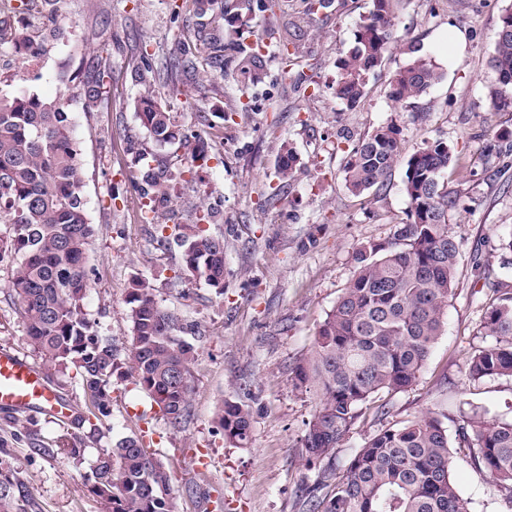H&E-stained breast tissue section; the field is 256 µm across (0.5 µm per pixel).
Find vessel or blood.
<instances>
[{
    "label": "vessel or blood",
    "mask_w": 512,
    "mask_h": 512,
    "mask_svg": "<svg viewBox=\"0 0 512 512\" xmlns=\"http://www.w3.org/2000/svg\"><path fill=\"white\" fill-rule=\"evenodd\" d=\"M0 410L38 411L62 420L75 415L73 405L57 399L31 363L6 348H0Z\"/></svg>",
    "instance_id": "obj_1"
}]
</instances>
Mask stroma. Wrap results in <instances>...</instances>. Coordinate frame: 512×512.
I'll return each instance as SVG.
<instances>
[{
  "mask_svg": "<svg viewBox=\"0 0 512 512\" xmlns=\"http://www.w3.org/2000/svg\"><path fill=\"white\" fill-rule=\"evenodd\" d=\"M287 2V11L274 18L239 9L236 24L271 40L277 26L304 8L302 0ZM9 3L0 19L16 36L43 30L52 20L63 33L42 50L38 69L26 78L13 76L14 57L0 56V88L53 96L60 90L59 71L68 72L76 89L92 62L112 61L98 111H83L76 98L67 107L85 165L82 195L93 227L87 318L124 348L130 334L125 299L133 279L142 276L152 283L156 301L191 325L186 338L195 349L187 421L172 427L134 373L120 368L112 377V415L83 464L65 452L83 429L36 412L16 420L0 416V447L11 451L24 512H101L89 490L91 467L99 449L133 435L147 436L155 456L169 465L176 512H302L300 495L314 478L301 462L314 402L295 388L291 367L308 354L317 328L352 279L359 249L391 238L405 221V160L436 141L461 159L449 176L467 205L450 218L460 242L456 281L445 331L418 381L391 397L393 417L430 410L444 415L453 431L467 400L489 417L512 419V378L473 383L464 375L469 355L492 343L477 333L490 285L512 292V253L499 248L500 238L512 232V109L493 108L489 67L498 16L512 0H402L395 18L398 44L353 106L334 94L336 61L351 47L371 0H332L301 24L303 66L284 70L270 48L247 72L233 61L220 70L207 64V31L196 24L189 0ZM458 31L464 41L455 51ZM412 44L442 78L421 98L398 104L388 97V83L409 62ZM187 46L194 69L165 71ZM145 53L157 68L148 83L136 72ZM147 94L160 97L176 116L186 141L154 144L135 110ZM390 123L401 131V162L379 192L350 194L343 167L352 147ZM201 143L210 160L172 183L173 221L193 224L202 212L213 213L205 228L224 239L219 289L185 270L177 242L160 243V226L146 220L138 188L144 163H176ZM289 150L297 162L283 186L276 164ZM477 259L483 264L478 273L472 268ZM16 268L13 260L0 261V348L37 366L41 360L10 289ZM242 399L253 408L247 448L234 447L214 424L222 402ZM454 475L472 512H504L488 475L462 459Z\"/></svg>",
  "mask_w": 512,
  "mask_h": 512,
  "instance_id": "obj_1",
  "label": "stroma"
}]
</instances>
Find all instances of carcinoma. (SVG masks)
<instances>
[{"label": "carcinoma", "instance_id": "carcinoma-1", "mask_svg": "<svg viewBox=\"0 0 512 512\" xmlns=\"http://www.w3.org/2000/svg\"><path fill=\"white\" fill-rule=\"evenodd\" d=\"M399 0H373L370 15L354 33L349 51L337 60L335 95L353 106L364 96L368 79L394 49L393 18ZM201 26H213L209 66H224L220 21L239 9L236 0H193ZM289 22L274 31L284 67L300 58L295 29ZM239 66L247 71L260 57L258 41L244 43L234 32ZM490 67L497 87L496 106L512 107V7L498 18ZM112 65H89L79 95L83 109L99 108L104 79ZM442 74L421 57H413L389 82L396 103L417 99ZM59 96L43 98L19 89L0 90V223L13 226L10 240L0 244V259H19L9 288L18 297L27 336L43 364L64 372L76 370L84 410L75 417L97 440L99 426L112 415V375L116 350L84 313L90 288L86 270L92 227L81 195L84 164L65 111L69 79ZM137 116L160 147L186 138L171 112L153 95L141 97ZM400 156L399 128L389 124L356 143L343 168L344 185L360 196L379 191ZM452 154L434 142L416 150L406 162V221L396 225L386 242L364 246L357 270L332 310L315 332L309 354L292 367L295 388L312 396L315 409L306 424L303 466L317 470L306 487L304 512H471L453 476V458L465 453L471 466L493 478L506 512H512V421L488 420L469 402L461 411L455 438L439 415L392 421L357 449L343 472H336V448L374 403V414L386 419V397L411 387L419 378L435 340L445 327L453 293L459 243L449 216L465 209L460 191L449 185ZM177 174L146 165L141 170L145 213L159 219L171 202L169 183ZM188 272L218 287L224 281V241L198 224H177ZM495 298L483 309L478 335L494 343L474 350L465 376L476 382L512 377V293L493 289ZM131 336L126 361L137 383L160 407L173 427L186 420L194 379L193 346L180 333L181 319L159 305L149 281L135 278L126 299ZM253 415L245 401H224L216 423L235 447L251 441ZM90 491L102 512H173L171 474L150 455L143 439L125 437L100 449L91 470ZM18 480L0 453V512H20Z\"/></svg>", "mask_w": 512, "mask_h": 512}]
</instances>
